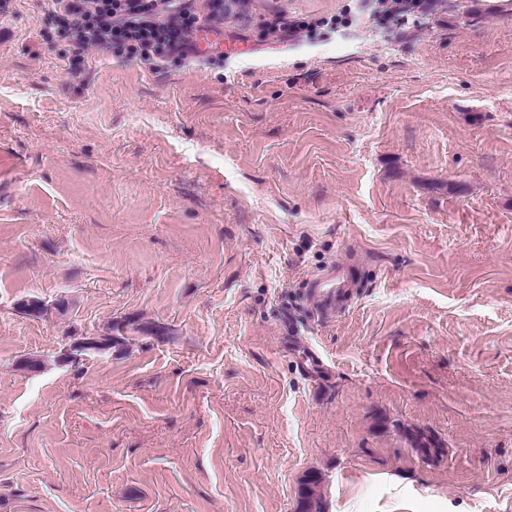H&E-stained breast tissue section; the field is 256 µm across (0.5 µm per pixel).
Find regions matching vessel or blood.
<instances>
[{"label": "vessel or blood", "instance_id": "b4317fda", "mask_svg": "<svg viewBox=\"0 0 512 512\" xmlns=\"http://www.w3.org/2000/svg\"><path fill=\"white\" fill-rule=\"evenodd\" d=\"M356 289L357 281L351 266L339 262L309 280L305 301L312 313L329 318L351 305Z\"/></svg>", "mask_w": 512, "mask_h": 512}]
</instances>
